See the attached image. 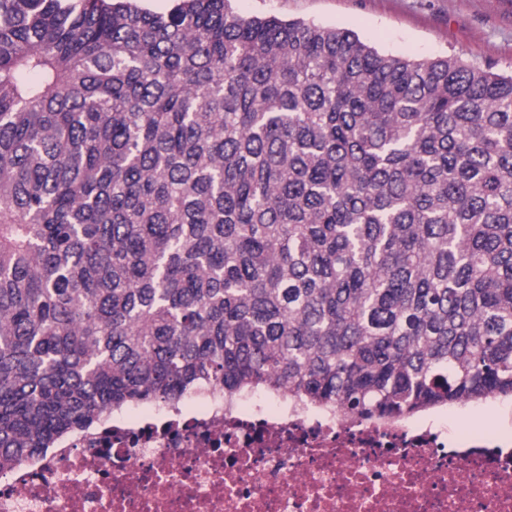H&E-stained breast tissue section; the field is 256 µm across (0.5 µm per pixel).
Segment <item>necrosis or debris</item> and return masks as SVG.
I'll return each instance as SVG.
<instances>
[{
	"label": "necrosis or debris",
	"instance_id": "necrosis-or-debris-1",
	"mask_svg": "<svg viewBox=\"0 0 512 512\" xmlns=\"http://www.w3.org/2000/svg\"><path fill=\"white\" fill-rule=\"evenodd\" d=\"M362 418L207 383L0 475V512H512V401Z\"/></svg>",
	"mask_w": 512,
	"mask_h": 512
}]
</instances>
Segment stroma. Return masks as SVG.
Wrapping results in <instances>:
<instances>
[{"mask_svg": "<svg viewBox=\"0 0 512 512\" xmlns=\"http://www.w3.org/2000/svg\"><path fill=\"white\" fill-rule=\"evenodd\" d=\"M240 13L354 30L385 54L457 57L512 74V0H234Z\"/></svg>", "mask_w": 512, "mask_h": 512, "instance_id": "1", "label": "stroma"}]
</instances>
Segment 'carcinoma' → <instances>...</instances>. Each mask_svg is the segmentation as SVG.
Listing matches in <instances>:
<instances>
[{
    "label": "carcinoma",
    "instance_id": "cac0c4a2",
    "mask_svg": "<svg viewBox=\"0 0 512 512\" xmlns=\"http://www.w3.org/2000/svg\"><path fill=\"white\" fill-rule=\"evenodd\" d=\"M205 380L512 398V75L231 0H0V473Z\"/></svg>",
    "mask_w": 512,
    "mask_h": 512
}]
</instances>
